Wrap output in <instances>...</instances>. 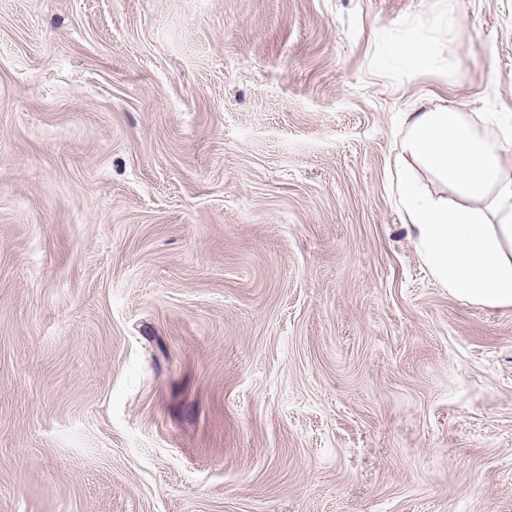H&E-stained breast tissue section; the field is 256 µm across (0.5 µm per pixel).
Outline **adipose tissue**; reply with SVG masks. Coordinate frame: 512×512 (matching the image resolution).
I'll return each mask as SVG.
<instances>
[{
    "instance_id": "1",
    "label": "adipose tissue",
    "mask_w": 512,
    "mask_h": 512,
    "mask_svg": "<svg viewBox=\"0 0 512 512\" xmlns=\"http://www.w3.org/2000/svg\"><path fill=\"white\" fill-rule=\"evenodd\" d=\"M403 125L395 191L424 264L457 298L512 307V120L418 110ZM420 167L443 192L422 183Z\"/></svg>"
}]
</instances>
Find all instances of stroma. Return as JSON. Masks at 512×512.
Instances as JSON below:
<instances>
[{
    "label": "stroma",
    "mask_w": 512,
    "mask_h": 512,
    "mask_svg": "<svg viewBox=\"0 0 512 512\" xmlns=\"http://www.w3.org/2000/svg\"><path fill=\"white\" fill-rule=\"evenodd\" d=\"M446 108L512 0H0V512H512V307L394 190Z\"/></svg>",
    "instance_id": "obj_1"
}]
</instances>
